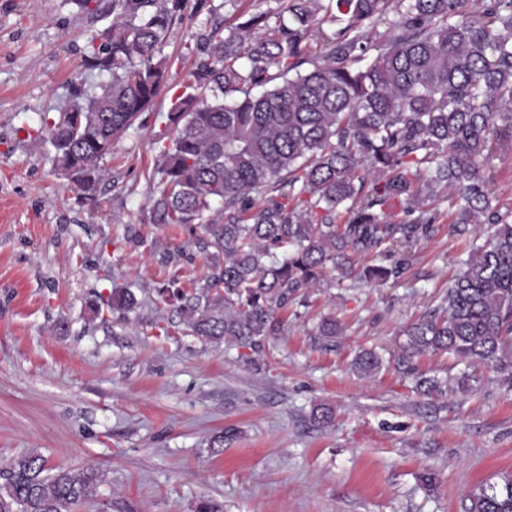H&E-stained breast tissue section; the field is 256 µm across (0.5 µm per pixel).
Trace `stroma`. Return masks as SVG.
<instances>
[{
	"instance_id": "35a3bbf8",
	"label": "stroma",
	"mask_w": 512,
	"mask_h": 512,
	"mask_svg": "<svg viewBox=\"0 0 512 512\" xmlns=\"http://www.w3.org/2000/svg\"><path fill=\"white\" fill-rule=\"evenodd\" d=\"M110 3L0 0V463L34 452L51 468H98L75 512H194L204 497L224 512H466L472 490L512 473V390L483 369L467 390L424 396L394 364L366 377L353 359L392 348L440 304L471 237L440 220L380 284L327 270L262 353L192 336L156 290L203 280L209 262L189 230L150 223L146 200L168 98L106 158L115 183L93 213L25 134L65 106L75 75L100 83L82 54ZM213 6L175 25L166 53L192 64L193 35L212 19L281 2ZM162 247L182 259L161 264ZM116 290L133 310L110 309ZM324 316L344 325L331 346L316 334Z\"/></svg>"
}]
</instances>
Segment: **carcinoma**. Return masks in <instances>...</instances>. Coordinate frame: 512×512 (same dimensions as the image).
<instances>
[{"label": "carcinoma", "mask_w": 512, "mask_h": 512, "mask_svg": "<svg viewBox=\"0 0 512 512\" xmlns=\"http://www.w3.org/2000/svg\"><path fill=\"white\" fill-rule=\"evenodd\" d=\"M188 2L112 0L111 22L83 50V66L107 80L93 90L75 77L72 104L26 130L92 210L111 180L105 157L183 64L164 48ZM196 51L146 177L150 223L198 232L210 261L204 282L157 289L191 334L263 351L283 329L279 311L309 307L328 268L399 277L446 202L452 232L494 231L389 360L425 395L450 390L416 371L426 353L512 387V209L492 204L482 177L512 152V0H286L205 28ZM375 249L383 263L355 271L352 255ZM316 331L331 342L342 325L323 317ZM383 362L364 349L354 367L369 376ZM101 478L89 466L52 471L35 453L12 458L0 512H74ZM468 512H512V474L473 492Z\"/></svg>", "instance_id": "carcinoma-1"}]
</instances>
